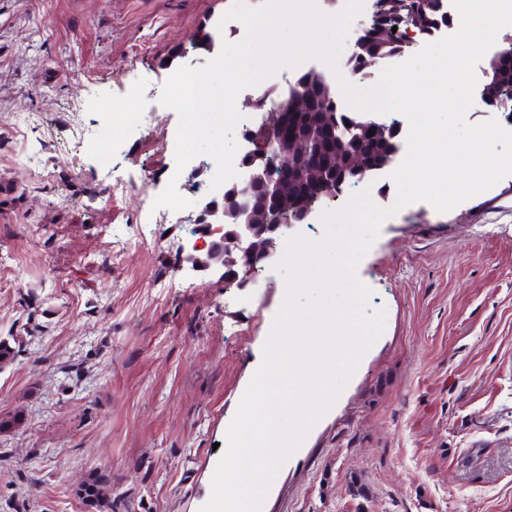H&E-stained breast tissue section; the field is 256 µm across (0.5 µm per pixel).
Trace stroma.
Returning <instances> with one entry per match:
<instances>
[{"label":"stroma","instance_id":"1","mask_svg":"<svg viewBox=\"0 0 512 512\" xmlns=\"http://www.w3.org/2000/svg\"><path fill=\"white\" fill-rule=\"evenodd\" d=\"M232 0H0V512H199L287 283L179 266L183 223L124 254L175 143L129 124ZM79 104L83 135L62 132ZM112 105L108 127L99 110ZM28 116L13 127L12 115ZM382 334L280 467L262 512H512V176L407 205L358 265ZM361 476L369 499L348 491ZM108 481L111 503L85 494Z\"/></svg>","mask_w":512,"mask_h":512}]
</instances>
